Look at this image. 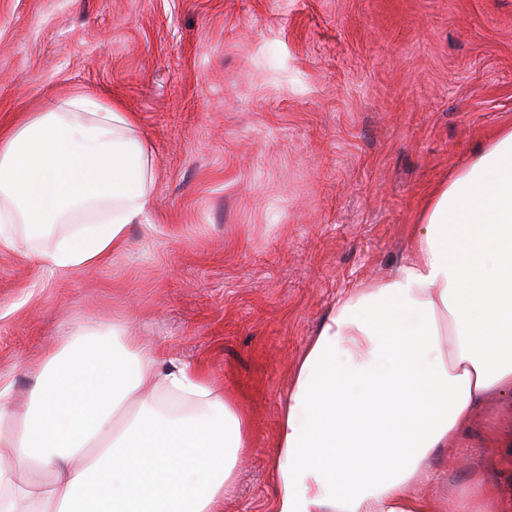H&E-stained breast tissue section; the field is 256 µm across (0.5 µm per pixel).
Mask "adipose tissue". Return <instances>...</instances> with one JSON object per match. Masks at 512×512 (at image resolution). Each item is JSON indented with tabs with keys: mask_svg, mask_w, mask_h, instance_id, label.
Returning a JSON list of instances; mask_svg holds the SVG:
<instances>
[{
	"mask_svg": "<svg viewBox=\"0 0 512 512\" xmlns=\"http://www.w3.org/2000/svg\"><path fill=\"white\" fill-rule=\"evenodd\" d=\"M155 169L132 115L74 92L0 128V251L20 228L68 230L38 250L63 277L149 228ZM386 279L336 303L296 362L275 446L273 512H504L473 473L430 495V459L512 395V130L424 207ZM22 405L0 373V512H224L247 421L197 367L122 323L76 325L31 368ZM179 399L189 413L171 415Z\"/></svg>",
	"mask_w": 512,
	"mask_h": 512,
	"instance_id": "1",
	"label": "adipose tissue"
}]
</instances>
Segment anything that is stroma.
<instances>
[{"mask_svg": "<svg viewBox=\"0 0 512 512\" xmlns=\"http://www.w3.org/2000/svg\"><path fill=\"white\" fill-rule=\"evenodd\" d=\"M132 113L152 233L46 278L0 251V372L16 393L78 324L122 318L232 389L251 448L224 512H269L292 370L349 288L406 257L434 189L512 128V0H0V125L72 91ZM439 452L451 496L512 426L492 401Z\"/></svg>", "mask_w": 512, "mask_h": 512, "instance_id": "1", "label": "stroma"}]
</instances>
